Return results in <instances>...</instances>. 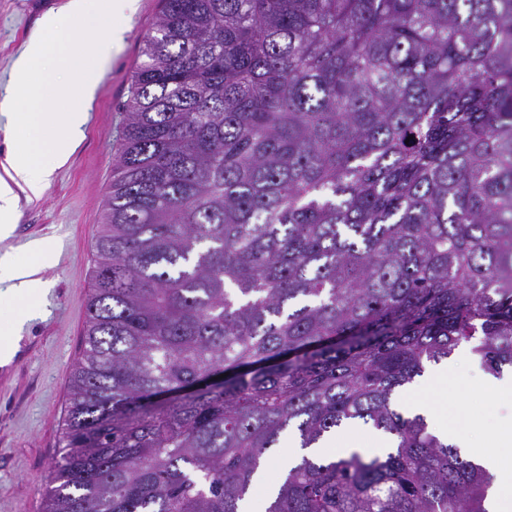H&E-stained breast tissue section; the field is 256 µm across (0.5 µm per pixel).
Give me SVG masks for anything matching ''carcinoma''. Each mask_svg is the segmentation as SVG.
Segmentation results:
<instances>
[{
	"mask_svg": "<svg viewBox=\"0 0 512 512\" xmlns=\"http://www.w3.org/2000/svg\"><path fill=\"white\" fill-rule=\"evenodd\" d=\"M43 512H488L395 395L512 369V0H163ZM218 373L227 377L214 380ZM292 446L291 434L281 436L280 448H275L273 459L267 466L263 479L256 484L255 491L246 507L247 512H264L268 501V489L278 482L288 459L284 458V449Z\"/></svg>",
	"mask_w": 512,
	"mask_h": 512,
	"instance_id": "1",
	"label": "carcinoma"
}]
</instances>
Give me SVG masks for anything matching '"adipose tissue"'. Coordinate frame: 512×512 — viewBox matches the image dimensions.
Instances as JSON below:
<instances>
[{"label": "adipose tissue", "mask_w": 512, "mask_h": 512, "mask_svg": "<svg viewBox=\"0 0 512 512\" xmlns=\"http://www.w3.org/2000/svg\"><path fill=\"white\" fill-rule=\"evenodd\" d=\"M137 0H66L45 14L34 36L13 65L12 91L0 98V112L10 113L27 133V142L11 153L0 176V240L10 238L19 194L37 199L56 168L70 159L84 139L89 112L114 52L125 39V21ZM29 260L0 255V282H9L11 297L39 299L45 284L39 273L50 252L39 242L28 244ZM453 371L447 364L427 374L429 395L416 396L411 411L424 415L442 436L465 448L495 477L492 512H512V470L502 453L471 445L465 402L447 404L440 397Z\"/></svg>", "instance_id": "obj_1"}]
</instances>
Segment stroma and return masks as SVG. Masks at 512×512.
Instances as JSON below:
<instances>
[{
    "instance_id": "stroma-1",
    "label": "stroma",
    "mask_w": 512,
    "mask_h": 512,
    "mask_svg": "<svg viewBox=\"0 0 512 512\" xmlns=\"http://www.w3.org/2000/svg\"><path fill=\"white\" fill-rule=\"evenodd\" d=\"M65 0H0V96L12 66L40 18ZM162 0H138L122 50L109 64L90 112L85 138L57 169L40 199L20 198L12 237L0 253L23 255L31 241L50 243L52 261L34 315L19 325L16 352L0 363V512H43L47 478L64 454L62 429L73 365L83 329L95 260V240L112 183L115 148L125 125V104ZM463 381L448 384L449 399L467 404L487 393L489 373L469 346H461Z\"/></svg>"
}]
</instances>
